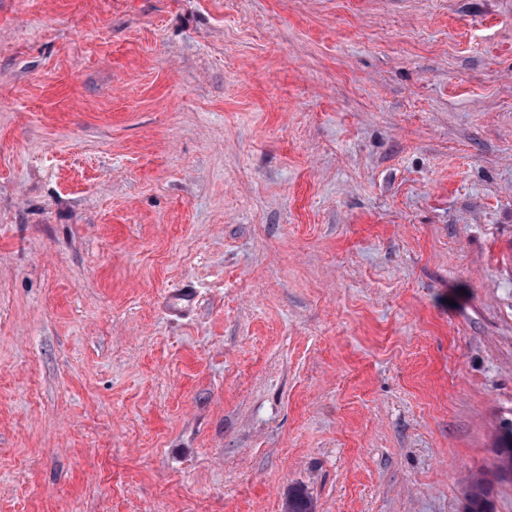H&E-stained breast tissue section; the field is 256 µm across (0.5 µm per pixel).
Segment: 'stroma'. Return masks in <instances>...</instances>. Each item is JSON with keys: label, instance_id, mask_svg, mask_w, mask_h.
I'll return each mask as SVG.
<instances>
[{"label": "stroma", "instance_id": "stroma-1", "mask_svg": "<svg viewBox=\"0 0 512 512\" xmlns=\"http://www.w3.org/2000/svg\"><path fill=\"white\" fill-rule=\"evenodd\" d=\"M512 425V0H0V512H467Z\"/></svg>", "mask_w": 512, "mask_h": 512}]
</instances>
